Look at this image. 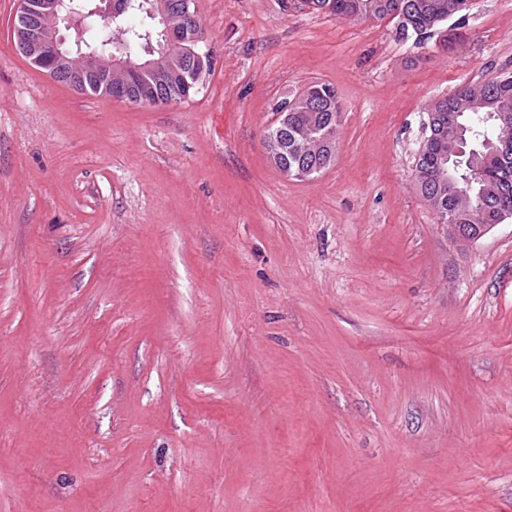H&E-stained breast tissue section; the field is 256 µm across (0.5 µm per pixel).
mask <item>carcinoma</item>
<instances>
[{
	"mask_svg": "<svg viewBox=\"0 0 512 512\" xmlns=\"http://www.w3.org/2000/svg\"><path fill=\"white\" fill-rule=\"evenodd\" d=\"M124 12L113 22L128 30L127 42L107 43L105 28L91 22L83 28V42L112 51L120 57H131L141 63L158 58L150 53L160 38L158 19L150 11L162 8L171 12L170 24L174 32L181 31L186 19L172 8V0H123ZM303 5L338 18L397 20L396 38L406 40L416 36L445 30L444 23L459 14L453 8L456 0H302ZM190 80L182 46L176 44L161 62L159 68L133 71L129 74L136 95L153 90L177 98H188L196 87H187ZM288 113V153L274 165L285 175L300 160L324 169L331 166L336 152L334 143L304 144V136L312 124L327 127L341 115L336 89L328 84L311 85L297 98L284 100L276 112ZM431 111L458 114V120L471 127L467 133L472 147L478 152L474 164H462L451 179L434 176L438 138L427 133L429 139L419 146L415 157L414 179L422 198L435 210L447 213V223L461 225L464 234L477 236L483 228L499 218H512V150L497 154L488 145H482L485 133L491 132L490 120L500 112L512 113V72H505L493 80L467 84L454 94L432 106Z\"/></svg>",
	"mask_w": 512,
	"mask_h": 512,
	"instance_id": "1",
	"label": "carcinoma"
}]
</instances>
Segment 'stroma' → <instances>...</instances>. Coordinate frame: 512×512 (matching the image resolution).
<instances>
[{"label":"stroma","mask_w":512,"mask_h":512,"mask_svg":"<svg viewBox=\"0 0 512 512\" xmlns=\"http://www.w3.org/2000/svg\"><path fill=\"white\" fill-rule=\"evenodd\" d=\"M206 82L88 96L0 0V512H512V220L419 194L431 103L512 72V0L452 53L300 0H196ZM335 87L336 157L270 162ZM276 110L278 113L281 112L279 126L268 140V147L274 154L279 152L277 137L282 138L287 129V118L283 113L286 112L288 113V153L279 161H273L270 158L274 165L291 178L293 177L289 174L290 169L298 160L317 164L323 170L331 166L336 154V141L304 145V136L313 123L325 129L335 119V124L338 125L341 107L336 89L325 83L313 84L308 92H302L296 99L282 101L277 105ZM336 126L332 125L328 129L329 138H333L336 134Z\"/></svg>","instance_id":"obj_1"}]
</instances>
